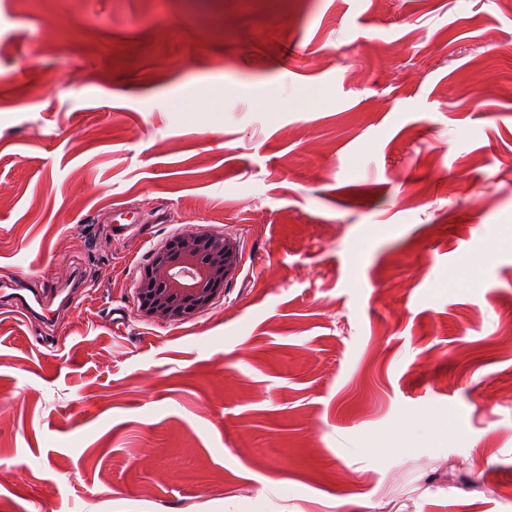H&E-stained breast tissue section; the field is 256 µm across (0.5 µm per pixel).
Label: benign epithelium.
<instances>
[{"label": "benign epithelium", "instance_id": "1", "mask_svg": "<svg viewBox=\"0 0 512 512\" xmlns=\"http://www.w3.org/2000/svg\"><path fill=\"white\" fill-rule=\"evenodd\" d=\"M238 263L236 245L222 233L196 231L153 253L138 287L139 307L157 321L207 307L223 293Z\"/></svg>", "mask_w": 512, "mask_h": 512}]
</instances>
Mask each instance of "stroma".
<instances>
[{"label": "stroma", "instance_id": "obj_1", "mask_svg": "<svg viewBox=\"0 0 512 512\" xmlns=\"http://www.w3.org/2000/svg\"><path fill=\"white\" fill-rule=\"evenodd\" d=\"M73 272L0 308V512H512V8L0 0V277ZM237 263V248L224 234L182 235L153 253L139 282V307L146 317L163 322L203 309L223 293ZM1 290H12L5 295L10 297L16 303V308L20 309L22 313L28 315V313L37 314V308H42L43 297L36 288H27L26 285L13 279L1 278L0 283Z\"/></svg>", "mask_w": 512, "mask_h": 512}]
</instances>
